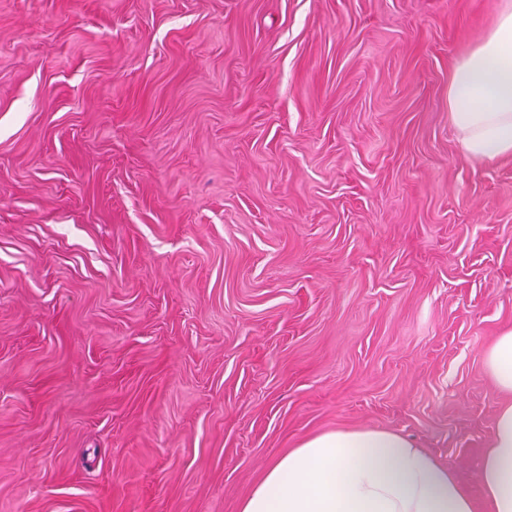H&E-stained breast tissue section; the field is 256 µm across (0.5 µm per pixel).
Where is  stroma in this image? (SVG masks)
<instances>
[{
    "mask_svg": "<svg viewBox=\"0 0 512 512\" xmlns=\"http://www.w3.org/2000/svg\"><path fill=\"white\" fill-rule=\"evenodd\" d=\"M504 0H0V512H238L339 428L478 478L512 157L448 75Z\"/></svg>",
    "mask_w": 512,
    "mask_h": 512,
    "instance_id": "35a3bbf8",
    "label": "stroma"
}]
</instances>
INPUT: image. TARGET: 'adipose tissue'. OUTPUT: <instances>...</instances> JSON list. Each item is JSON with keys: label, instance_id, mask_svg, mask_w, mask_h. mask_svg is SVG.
Instances as JSON below:
<instances>
[{"label": "adipose tissue", "instance_id": "1", "mask_svg": "<svg viewBox=\"0 0 512 512\" xmlns=\"http://www.w3.org/2000/svg\"><path fill=\"white\" fill-rule=\"evenodd\" d=\"M448 116L473 158L512 157V4L457 61ZM489 512H512V404L498 409L479 466ZM240 512H475L454 473L391 430L304 440L242 499Z\"/></svg>", "mask_w": 512, "mask_h": 512}]
</instances>
